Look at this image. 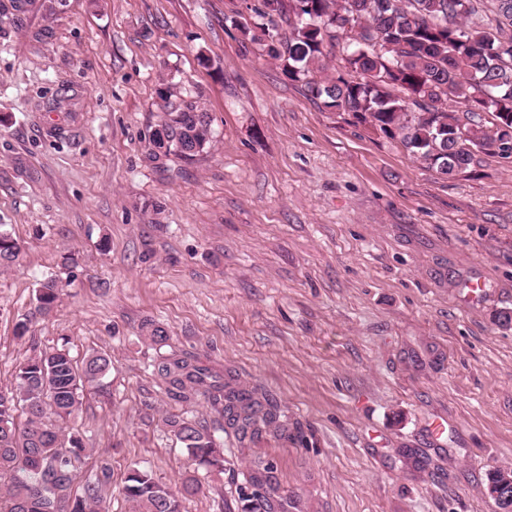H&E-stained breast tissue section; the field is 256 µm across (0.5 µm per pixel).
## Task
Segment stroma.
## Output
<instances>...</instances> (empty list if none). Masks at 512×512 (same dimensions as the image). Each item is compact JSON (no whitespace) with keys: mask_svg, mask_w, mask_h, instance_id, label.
<instances>
[{"mask_svg":"<svg viewBox=\"0 0 512 512\" xmlns=\"http://www.w3.org/2000/svg\"><path fill=\"white\" fill-rule=\"evenodd\" d=\"M259 5L0 0V224L20 247L0 269V390L42 350L111 357L105 391L65 427L86 446L73 494L108 469L109 512H133L120 489L135 465L199 479L183 512H241L260 460L296 512H498L512 162L448 180L348 125L243 41L233 20ZM168 85L212 119L190 163L153 156ZM51 273L65 288L42 314ZM151 324L266 394L287 433L242 449L204 397L172 400ZM168 417L217 432L223 473L191 464Z\"/></svg>","mask_w":512,"mask_h":512,"instance_id":"1","label":"stroma"}]
</instances>
